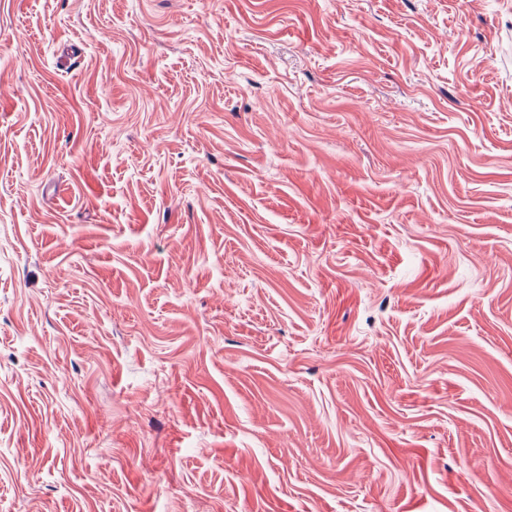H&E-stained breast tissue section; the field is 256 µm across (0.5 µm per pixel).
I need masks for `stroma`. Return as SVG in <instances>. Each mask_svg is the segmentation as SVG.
<instances>
[{"mask_svg":"<svg viewBox=\"0 0 512 512\" xmlns=\"http://www.w3.org/2000/svg\"><path fill=\"white\" fill-rule=\"evenodd\" d=\"M0 512H512V0H0Z\"/></svg>","mask_w":512,"mask_h":512,"instance_id":"1","label":"stroma"}]
</instances>
